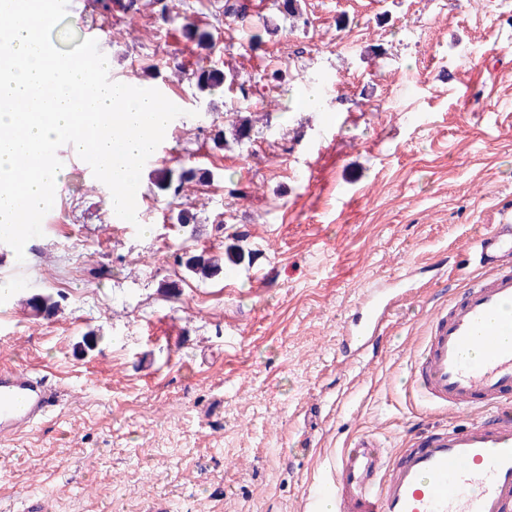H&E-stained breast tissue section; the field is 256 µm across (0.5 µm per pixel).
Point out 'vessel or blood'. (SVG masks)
<instances>
[{
	"instance_id": "b4317fda",
	"label": "vessel or blood",
	"mask_w": 512,
	"mask_h": 512,
	"mask_svg": "<svg viewBox=\"0 0 512 512\" xmlns=\"http://www.w3.org/2000/svg\"><path fill=\"white\" fill-rule=\"evenodd\" d=\"M476 248L485 273L436 309L412 385L435 409L473 411L477 420L422 430L394 459L374 437H357L316 492L333 512H512V319L502 315L512 301V213ZM397 298L392 288L361 298L343 338L354 354H379ZM53 405L37 372L0 371V437L32 427Z\"/></svg>"
}]
</instances>
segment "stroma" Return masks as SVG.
I'll return each mask as SVG.
<instances>
[{"label":"stroma","mask_w":512,"mask_h":512,"mask_svg":"<svg viewBox=\"0 0 512 512\" xmlns=\"http://www.w3.org/2000/svg\"><path fill=\"white\" fill-rule=\"evenodd\" d=\"M177 3L103 19L113 79L189 110L142 171L136 223L66 163L24 262L0 243V282L28 279L0 298V368L64 392L0 440V512H303L355 437L396 456L471 418L407 379L432 313L482 274L458 254L512 200V0H301L300 21L250 0L233 29L218 0ZM204 67L233 86L200 92ZM184 169L180 196L161 187ZM204 250L222 269L202 280ZM404 278L380 359L345 360L357 303ZM44 296L56 312L30 307Z\"/></svg>","instance_id":"obj_1"}]
</instances>
